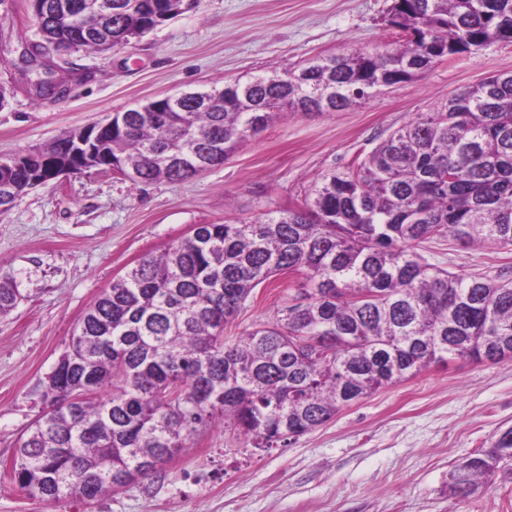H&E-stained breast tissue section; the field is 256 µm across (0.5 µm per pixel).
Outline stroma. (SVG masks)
<instances>
[{
	"label": "stroma",
	"mask_w": 512,
	"mask_h": 512,
	"mask_svg": "<svg viewBox=\"0 0 512 512\" xmlns=\"http://www.w3.org/2000/svg\"><path fill=\"white\" fill-rule=\"evenodd\" d=\"M391 0H197L143 38L102 54L49 50L73 79L63 97L32 98L16 63L40 40L28 0H0V157L178 92L282 73L312 59L397 41ZM512 70V42L439 61L407 84L349 108L280 110L222 165L185 181L135 184L92 172L36 187L0 208V282L19 294L0 317V462L45 410L37 386L93 302L147 255L201 224L254 221L302 204L311 182L366 156L421 112L488 76ZM422 254L456 274L512 273V251L448 236ZM300 276L256 288L224 333L275 321ZM512 425V360L453 359L345 407L324 426L274 448L210 429L166 465L94 503L28 499L0 471V512H512V481L497 475L467 497L448 472Z\"/></svg>",
	"instance_id": "1"
}]
</instances>
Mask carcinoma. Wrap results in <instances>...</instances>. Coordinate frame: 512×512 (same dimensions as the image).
I'll use <instances>...</instances> for the list:
<instances>
[{
	"instance_id": "1",
	"label": "carcinoma",
	"mask_w": 512,
	"mask_h": 512,
	"mask_svg": "<svg viewBox=\"0 0 512 512\" xmlns=\"http://www.w3.org/2000/svg\"><path fill=\"white\" fill-rule=\"evenodd\" d=\"M44 42L102 51L145 34L195 0H52ZM403 39L322 56L307 66L212 86L176 104L151 101L99 128V160L120 159L131 181L181 182L196 159L217 166L283 108L335 112L383 86L408 83L441 58L512 42V0H392ZM65 80L36 72L30 93L57 99ZM79 130L32 152L49 171ZM10 174V201L28 191ZM448 235L464 247L512 251V73L493 75L420 114L363 159L320 174L301 206L250 224H200L112 282L82 317L44 380L48 408L17 441L9 478L28 498L92 503L158 474L202 430L221 425L273 448L318 429L379 388L450 359L512 358V278L458 275L420 244ZM301 274L275 322L224 335L253 290ZM17 304L0 283V317ZM111 388L108 397L100 391ZM512 478V426L448 472L468 496L486 475Z\"/></svg>"
}]
</instances>
